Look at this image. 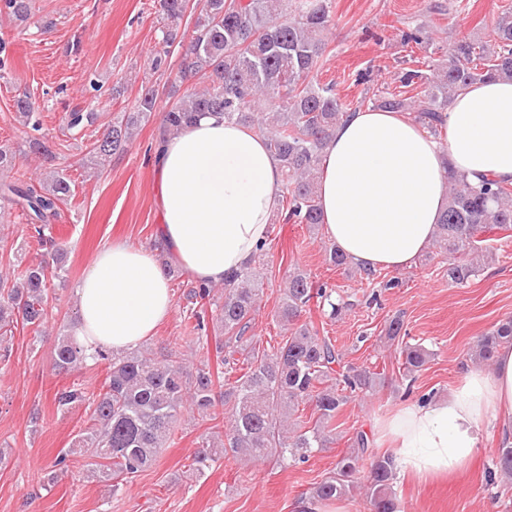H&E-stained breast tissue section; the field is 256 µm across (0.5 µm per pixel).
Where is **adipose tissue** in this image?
Listing matches in <instances>:
<instances>
[{"label": "adipose tissue", "instance_id": "ef3b65f1", "mask_svg": "<svg viewBox=\"0 0 512 512\" xmlns=\"http://www.w3.org/2000/svg\"><path fill=\"white\" fill-rule=\"evenodd\" d=\"M439 142L404 112L359 110L338 124L322 153L318 192L329 240L355 265L401 270L432 243L447 201L449 172L512 179V81H485L458 93ZM156 173L161 244L204 283L249 267L266 243L282 189L264 138L201 118L162 144ZM71 327L87 352L138 348L167 321V279L149 251L115 241L74 286ZM512 446V345L493 373L470 370L448 397L398 407L378 425L399 469L439 475L478 453L484 422Z\"/></svg>", "mask_w": 512, "mask_h": 512}]
</instances>
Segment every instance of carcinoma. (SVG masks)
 <instances>
[{"label":"carcinoma","mask_w":512,"mask_h":512,"mask_svg":"<svg viewBox=\"0 0 512 512\" xmlns=\"http://www.w3.org/2000/svg\"><path fill=\"white\" fill-rule=\"evenodd\" d=\"M33 14V0H0V20L26 21ZM334 18L326 0H160L156 49L149 57L152 73H169L158 87L145 84L130 111L112 123L88 151L89 167L95 158L125 150L133 131L163 110V143L199 117L213 112L224 119L254 129L262 135L281 167L285 218L311 227L322 225L317 194L321 152L334 128L351 112L363 107L391 112H410L429 132L440 137L446 130L452 97L464 87L490 79L512 80V8L501 10L486 37H463L444 47L421 27L402 32L403 44L413 43L425 53V68L402 69L403 90L372 91L351 106L337 95L334 85L315 80L328 49V32ZM415 91L410 95L405 89ZM90 106L65 113L66 127L81 131L97 119L94 110L100 84L91 78ZM178 99L160 107L162 96ZM25 125L40 131L31 95L14 102ZM28 152L50 165L36 181L23 174L0 180V206L22 208L36 238L44 241V229L60 216L61 206L74 196L72 181L53 167L56 155L47 141L32 137ZM512 230V182L488 179L478 185L455 174L449 176L448 198L434 234L436 254H458L448 264V280L462 285L478 272L476 260L492 256L489 235ZM66 249L53 244L50 256L31 263L17 277H0V361L11 356L6 333L14 323L39 331L48 318V288L66 276ZM325 261L339 270L358 275L384 289L401 285L397 278L382 280L375 270L353 266L336 247L325 249ZM264 263L224 278L221 295L216 286L189 281L183 298L194 329L205 330L211 315L215 335L198 337L209 346L214 339L222 370L211 371L203 360L195 372L183 365L181 353L165 348L115 354L100 349L93 360L106 364V376L98 394L87 397L77 384L58 390L54 402L60 410L87 405L90 426L77 435L70 453L91 459L92 470L106 480L125 481L152 465L159 450L171 439L175 424L189 406L205 420L224 419L226 442L215 445L209 433L201 435L196 454L197 471L216 456L247 454L254 460L276 455L282 461L304 459L315 448L332 443L330 426L354 397L376 391L382 374L344 361L330 338L319 335L302 319L310 304H322L330 294L299 268L288 274L280 290L276 322L286 339L262 352L251 347L255 315L264 294ZM512 344V318H505L481 336L473 355L492 363L498 348ZM245 355L247 371L233 377L238 359ZM399 356L405 376L423 370L430 353L420 344L404 343ZM87 359L68 333L57 337L54 368L72 371ZM334 380L328 386L326 382ZM309 404L317 415L310 428L292 419L300 405ZM368 472L359 486L357 476ZM396 465L389 455L369 448L366 436L336 461L333 475L311 492L315 501H336L364 490L368 512H398L392 481ZM512 487V446L498 450L496 471Z\"/></svg>","instance_id":"cac0c4a2"}]
</instances>
